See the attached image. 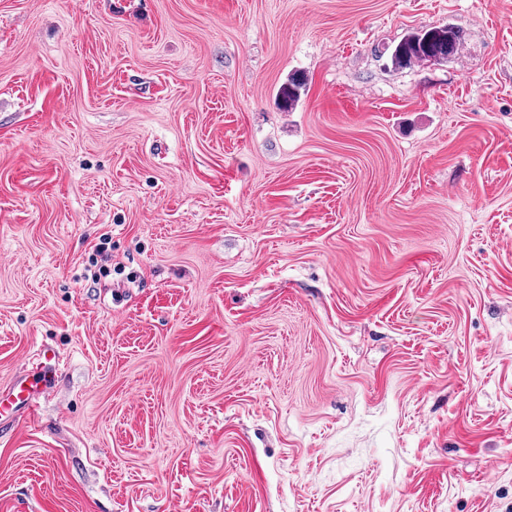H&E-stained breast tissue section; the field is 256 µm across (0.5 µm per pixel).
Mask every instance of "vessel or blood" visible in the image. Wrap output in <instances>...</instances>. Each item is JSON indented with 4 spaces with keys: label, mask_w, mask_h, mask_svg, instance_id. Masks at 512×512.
I'll return each instance as SVG.
<instances>
[{
    "label": "vessel or blood",
    "mask_w": 512,
    "mask_h": 512,
    "mask_svg": "<svg viewBox=\"0 0 512 512\" xmlns=\"http://www.w3.org/2000/svg\"><path fill=\"white\" fill-rule=\"evenodd\" d=\"M60 365L56 355L37 353L23 377L0 387V416L35 418L40 398L57 380Z\"/></svg>",
    "instance_id": "vessel-or-blood-1"
}]
</instances>
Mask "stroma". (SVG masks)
<instances>
[{"label":"stroma","mask_w":512,"mask_h":512,"mask_svg":"<svg viewBox=\"0 0 512 512\" xmlns=\"http://www.w3.org/2000/svg\"><path fill=\"white\" fill-rule=\"evenodd\" d=\"M43 346L0 512H512V0H0V384ZM459 35L452 28H433L415 33L399 42L391 53L395 67L406 66L412 60L448 58L457 49ZM111 240L112 238L108 233L103 234L100 237L99 244L96 245L95 254H93L92 257H89L87 271L92 272V268H94V271L91 274V278L94 282L101 280L102 277H107L110 273V269H108L105 263L109 262L112 256L110 254V250L112 249ZM99 259L101 262L100 264Z\"/></svg>","instance_id":"stroma-1"}]
</instances>
